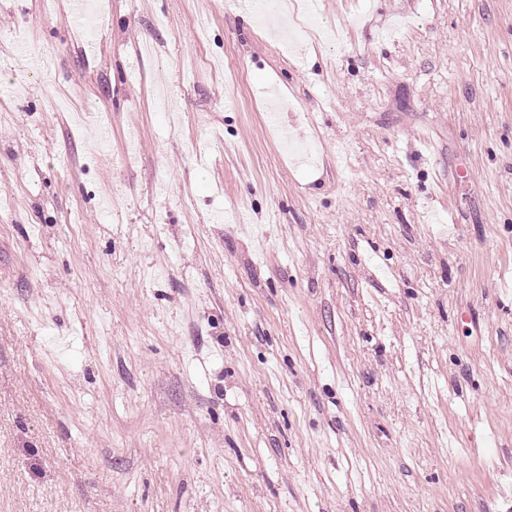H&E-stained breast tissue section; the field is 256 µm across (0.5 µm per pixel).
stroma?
Wrapping results in <instances>:
<instances>
[{"mask_svg":"<svg viewBox=\"0 0 512 512\" xmlns=\"http://www.w3.org/2000/svg\"><path fill=\"white\" fill-rule=\"evenodd\" d=\"M285 24L0 0V512H512V0Z\"/></svg>","mask_w":512,"mask_h":512,"instance_id":"1","label":"stroma"}]
</instances>
